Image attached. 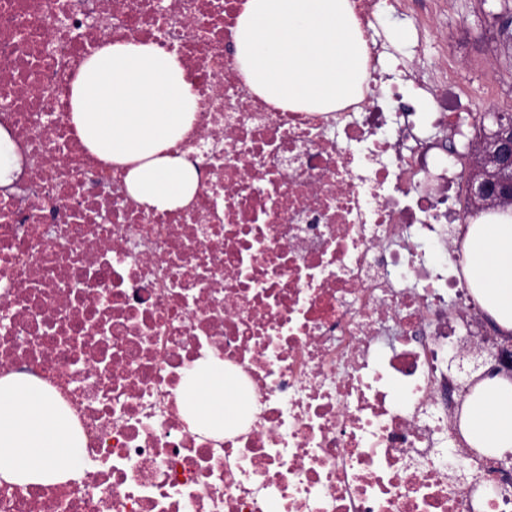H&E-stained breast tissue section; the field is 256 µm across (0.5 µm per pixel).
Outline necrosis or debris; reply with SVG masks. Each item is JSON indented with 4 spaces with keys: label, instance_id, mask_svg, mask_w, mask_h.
<instances>
[{
    "label": "necrosis or debris",
    "instance_id": "obj_1",
    "mask_svg": "<svg viewBox=\"0 0 512 512\" xmlns=\"http://www.w3.org/2000/svg\"><path fill=\"white\" fill-rule=\"evenodd\" d=\"M350 2L361 91L298 112L240 70L244 0H0V127L26 160L0 192V375L53 394L85 440L74 479L0 481V512H512V477L460 473L448 444L468 214L441 208L455 177L382 79L373 29L409 0ZM110 41L189 75L186 206L140 204L74 135L60 96ZM206 364L248 400L220 433L179 400Z\"/></svg>",
    "mask_w": 512,
    "mask_h": 512
}]
</instances>
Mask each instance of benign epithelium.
<instances>
[{"mask_svg": "<svg viewBox=\"0 0 512 512\" xmlns=\"http://www.w3.org/2000/svg\"><path fill=\"white\" fill-rule=\"evenodd\" d=\"M455 156L465 160L469 167L466 192L473 211L512 207V179L498 176L500 172L512 170V123L499 126L490 145L470 142L466 153L457 152ZM467 356L471 357L475 371L489 365L482 373L484 377L512 374V350L508 348L498 346L496 351L486 354L482 348L475 347L454 358L462 361Z\"/></svg>", "mask_w": 512, "mask_h": 512, "instance_id": "7a95c632", "label": "benign epithelium"}]
</instances>
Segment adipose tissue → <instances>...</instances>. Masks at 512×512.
I'll return each instance as SVG.
<instances>
[{"mask_svg": "<svg viewBox=\"0 0 512 512\" xmlns=\"http://www.w3.org/2000/svg\"><path fill=\"white\" fill-rule=\"evenodd\" d=\"M61 103L74 132L99 159L127 166V190L139 203L160 210L187 204L197 175L169 155L192 124L196 102L176 54L151 43L103 46L78 68ZM463 273L479 306L503 334H512V208L481 215L467 225ZM222 374L197 372L188 406L198 426L222 430ZM468 447L512 454V379L479 381L459 414ZM53 397L21 376L0 377V479L53 485L73 478L83 455Z\"/></svg>", "mask_w": 512, "mask_h": 512, "instance_id": "adipose-tissue-1", "label": "adipose tissue"}]
</instances>
